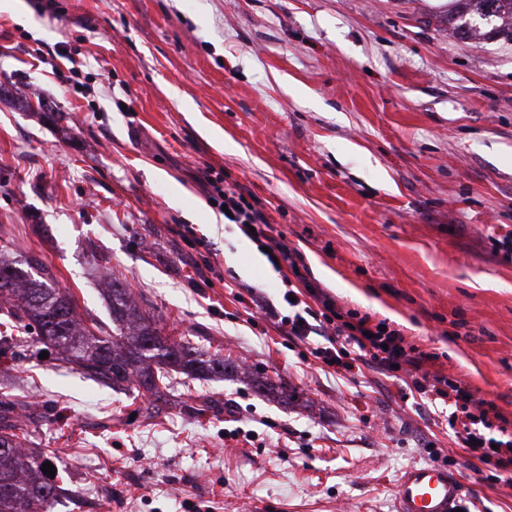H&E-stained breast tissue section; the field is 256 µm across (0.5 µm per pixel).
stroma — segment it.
<instances>
[{
	"instance_id": "obj_1",
	"label": "stroma",
	"mask_w": 512,
	"mask_h": 512,
	"mask_svg": "<svg viewBox=\"0 0 512 512\" xmlns=\"http://www.w3.org/2000/svg\"><path fill=\"white\" fill-rule=\"evenodd\" d=\"M448 0H0V257L37 258L111 328L118 278L162 335L284 383L283 403L176 373L155 417L25 339L0 357L53 512H396L412 465L512 512L441 406L252 322L282 274L225 220L205 170L248 189L341 312L434 353L512 421V43L460 39ZM191 227L199 241L181 238ZM253 431L228 440L225 430Z\"/></svg>"
}]
</instances>
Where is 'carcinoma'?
<instances>
[{
	"mask_svg": "<svg viewBox=\"0 0 512 512\" xmlns=\"http://www.w3.org/2000/svg\"><path fill=\"white\" fill-rule=\"evenodd\" d=\"M448 22L463 37L488 34L512 41V0H452ZM108 294L112 335L104 336L79 317L71 294L51 288L23 269L0 259V356L16 355L24 330L75 364L84 376L106 386L133 385L157 406L176 371L191 379L224 378L245 369L218 353L210 354L187 339L169 340L156 321L140 310L131 289L111 279ZM14 408L0 396V512H50L61 495L56 477L42 471L51 451H31L17 434L18 425L5 420Z\"/></svg>",
	"mask_w": 512,
	"mask_h": 512,
	"instance_id": "obj_1",
	"label": "carcinoma"
}]
</instances>
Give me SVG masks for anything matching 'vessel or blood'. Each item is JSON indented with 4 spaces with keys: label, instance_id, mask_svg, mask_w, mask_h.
<instances>
[{
    "label": "vessel or blood",
    "instance_id": "b4317fda",
    "mask_svg": "<svg viewBox=\"0 0 512 512\" xmlns=\"http://www.w3.org/2000/svg\"><path fill=\"white\" fill-rule=\"evenodd\" d=\"M395 498L397 512H460L464 489L447 467L415 465L404 471Z\"/></svg>",
    "mask_w": 512,
    "mask_h": 512
}]
</instances>
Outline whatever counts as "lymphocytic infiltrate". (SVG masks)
Segmentation results:
<instances>
[{"instance_id":"lymphocytic-infiltrate-1","label":"lymphocytic infiltrate","mask_w":512,"mask_h":512,"mask_svg":"<svg viewBox=\"0 0 512 512\" xmlns=\"http://www.w3.org/2000/svg\"><path fill=\"white\" fill-rule=\"evenodd\" d=\"M206 183L211 200L228 207L229 223L250 233L259 246L268 248L269 258L296 274L295 279L282 281L284 297L293 301V314L280 315L271 300L252 288L248 294L257 316L273 320L282 335L300 340L317 337L311 353L328 367L350 372L363 364L377 367L392 378L410 377L413 389L427 399L451 404L449 426L468 454L495 463L502 471L512 470V435L507 432L511 422L504 417L491 419L493 403L476 399L467 386L448 375L425 372L433 354L407 344L398 331L381 330L369 317L351 311L340 313L335 299L300 273L296 251L270 233L267 216L253 195L237 185L225 186L220 176L207 177Z\"/></svg>"}]
</instances>
